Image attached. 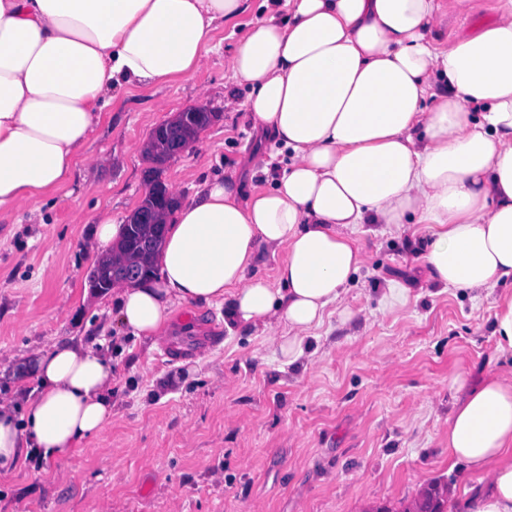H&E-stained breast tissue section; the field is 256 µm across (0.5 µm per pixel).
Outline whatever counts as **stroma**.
<instances>
[{"mask_svg":"<svg viewBox=\"0 0 512 512\" xmlns=\"http://www.w3.org/2000/svg\"><path fill=\"white\" fill-rule=\"evenodd\" d=\"M239 29L215 31L204 70L159 89L122 92L90 149L103 164L52 194L39 218L0 216V395L32 349L84 334L98 300L86 276L94 224L140 204L151 130L190 105L213 112L194 149L162 167L188 202L208 178L243 173L256 147L248 112L224 105L247 82L226 60ZM166 109H158V100ZM366 262L291 362L259 330L228 333L217 307H178L165 342L112 320V423L73 454L0 480V512H406L424 487L466 481L448 467L456 374L475 383L512 368L492 334L495 292L472 300L425 278L416 224L358 234ZM410 287L390 310L386 279ZM95 344V337H88Z\"/></svg>","mask_w":512,"mask_h":512,"instance_id":"35a3bbf8","label":"stroma"}]
</instances>
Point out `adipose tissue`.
Segmentation results:
<instances>
[{
  "instance_id": "ef3b65f1",
  "label": "adipose tissue",
  "mask_w": 512,
  "mask_h": 512,
  "mask_svg": "<svg viewBox=\"0 0 512 512\" xmlns=\"http://www.w3.org/2000/svg\"><path fill=\"white\" fill-rule=\"evenodd\" d=\"M471 0H0V213L36 216L73 179L113 94L194 78L215 30L250 91L251 174L206 181L165 216L153 275L96 309L163 339L176 307L220 305L228 332L262 328L289 360L365 256L359 226L422 225L428 279L478 293L512 284V0L470 34L439 25ZM287 152L271 173L274 152ZM284 259L253 275L266 249ZM0 397V477L68 456L112 422L113 359L82 339L32 351ZM458 392L448 462L477 474L446 512H512V371Z\"/></svg>"
}]
</instances>
